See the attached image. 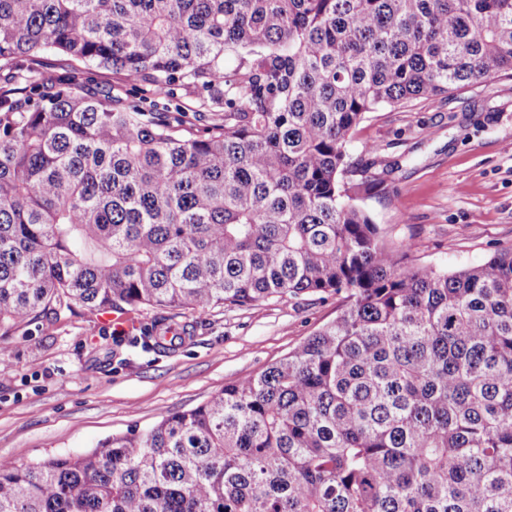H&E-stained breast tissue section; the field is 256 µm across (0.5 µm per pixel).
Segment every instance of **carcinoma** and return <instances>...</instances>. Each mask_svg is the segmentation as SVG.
<instances>
[{
    "instance_id": "carcinoma-1",
    "label": "carcinoma",
    "mask_w": 512,
    "mask_h": 512,
    "mask_svg": "<svg viewBox=\"0 0 512 512\" xmlns=\"http://www.w3.org/2000/svg\"><path fill=\"white\" fill-rule=\"evenodd\" d=\"M500 76L512 0H0V337L78 307L340 301L192 409L0 462V512H512V248L412 263L347 151L371 112ZM179 91L201 111L161 104Z\"/></svg>"
}]
</instances>
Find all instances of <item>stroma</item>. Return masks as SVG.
<instances>
[{"mask_svg": "<svg viewBox=\"0 0 512 512\" xmlns=\"http://www.w3.org/2000/svg\"><path fill=\"white\" fill-rule=\"evenodd\" d=\"M350 159L378 186L358 204L416 265L455 271L512 247V78L442 100L373 112ZM338 299L275 297L253 307L175 311L193 331L146 351L82 312L0 338V460L80 453L109 436L191 409L262 371L333 320Z\"/></svg>", "mask_w": 512, "mask_h": 512, "instance_id": "stroma-1", "label": "stroma"}]
</instances>
